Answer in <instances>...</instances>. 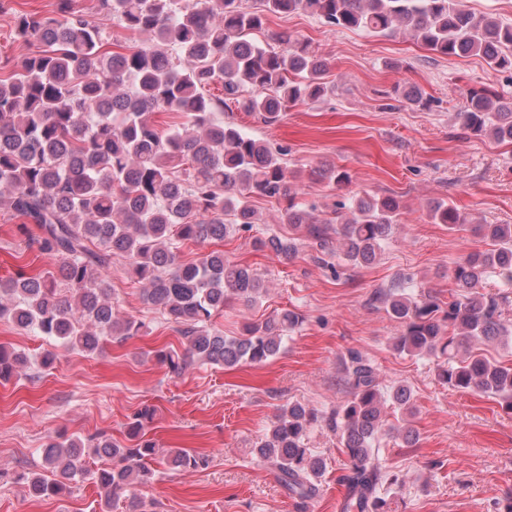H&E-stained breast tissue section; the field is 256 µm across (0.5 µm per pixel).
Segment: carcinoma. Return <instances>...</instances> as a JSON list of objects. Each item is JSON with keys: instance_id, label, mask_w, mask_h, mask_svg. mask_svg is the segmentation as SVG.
<instances>
[{"instance_id": "cac0c4a2", "label": "carcinoma", "mask_w": 512, "mask_h": 512, "mask_svg": "<svg viewBox=\"0 0 512 512\" xmlns=\"http://www.w3.org/2000/svg\"><path fill=\"white\" fill-rule=\"evenodd\" d=\"M101 10L148 41L123 52L105 49L99 25L57 0L53 16L22 13L16 35L33 47L21 67L0 64V206L23 220L28 246L58 259L54 270L23 271L0 282V319L87 356L106 338L137 335L144 323L120 318L104 273L112 260L128 261L145 302L178 326L182 352L160 349L156 359L177 375L192 363L224 368L261 364L278 355L299 322L284 310L248 323L240 336L212 327L232 299L254 302L263 279L210 251L195 262L181 259L187 241L222 240L237 225L259 221L254 198L285 203L282 221L293 235L259 239L283 262L298 254L300 237L320 254L342 253L354 265L373 263L402 208L391 196H363L329 213L314 214L297 200L299 172L282 161L284 150L257 139L219 114L234 103L267 124L288 107L329 91L327 64L292 36L274 35L281 48L264 47L252 34L268 17L307 14L330 27L391 36L403 29L443 56H480L493 69L512 70V25L477 14L466 0H99ZM214 85L222 95L210 94ZM177 112L185 122L162 134L152 115ZM464 130L512 145V100L489 89L470 93L458 113ZM430 218L453 230L459 210L428 205ZM490 248L455 262L456 289L441 307L430 292H380L375 301L402 327L393 348L409 356H434L438 380L458 391H476L512 411V365L491 360L476 345L512 339L504 318L505 293H483L489 273L512 285V224H477ZM30 367V359L0 344V381ZM350 399L322 418L300 403L280 409L256 454L273 466L289 493L316 495L323 459L305 447L308 427L321 419L345 448L351 469L344 512H392L399 474L375 462V443L388 433L385 408L406 415L415 403L410 388L389 391L377 368L351 351L344 364ZM148 406L129 424L127 445L103 436L49 440L41 450L43 472L25 478L34 498L60 494L89 476L99 512L127 499V512H145L134 493L154 477L155 442L145 438L153 420ZM162 463L195 471L204 456L178 449ZM52 478H47L45 473Z\"/></svg>"}]
</instances>
